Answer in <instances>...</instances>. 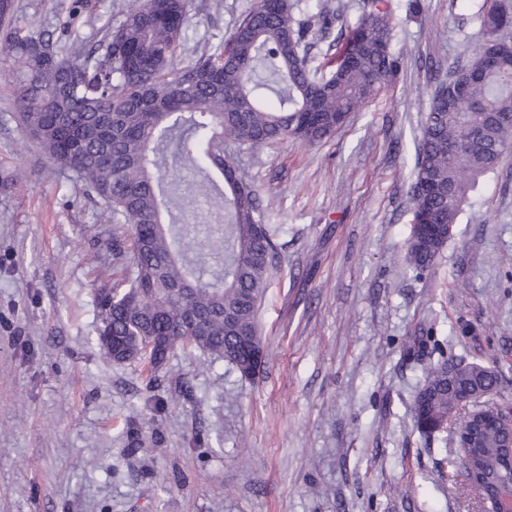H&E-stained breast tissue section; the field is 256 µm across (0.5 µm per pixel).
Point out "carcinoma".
<instances>
[{
    "label": "carcinoma",
    "mask_w": 512,
    "mask_h": 512,
    "mask_svg": "<svg viewBox=\"0 0 512 512\" xmlns=\"http://www.w3.org/2000/svg\"><path fill=\"white\" fill-rule=\"evenodd\" d=\"M208 0H132L116 26L82 43L22 24L16 0H0V52L12 74L22 132L55 170L70 173L103 208L105 222L127 230L112 238V262L122 277L97 305V344L117 364L148 360L150 374L165 368L174 350L192 347L203 361L223 360L251 381L264 363L257 314L270 287L277 255L251 177L233 165L224 147L251 150L288 138L317 143L336 131L344 113L359 110L399 71L392 51V13L384 0L348 30L341 15L317 0L321 36L337 30L336 59L327 74L310 67L316 46L309 22L294 17L291 0L258 2L226 37L214 35L186 63L193 10ZM486 36L448 82L461 84L455 100L445 82L431 92L412 171L411 229L405 253L420 275L447 246L444 234L419 224L458 223L483 176L512 152V59L477 74L485 56L512 30V0H482ZM485 112L497 120L485 141L465 143L468 124ZM460 145L448 157V144ZM172 154L179 166H211L224 178V226L188 237L185 224L165 220L161 173ZM194 252L188 258V251ZM437 360L425 372L412 403L414 425L431 438L446 430L448 414L475 390L499 393L495 369H461ZM483 447L471 449L466 477L492 484L505 472L507 433L492 416L478 427Z\"/></svg>",
    "instance_id": "cac0c4a2"
}]
</instances>
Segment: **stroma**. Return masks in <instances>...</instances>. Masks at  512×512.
Masks as SVG:
<instances>
[{"label":"stroma","instance_id":"stroma-1","mask_svg":"<svg viewBox=\"0 0 512 512\" xmlns=\"http://www.w3.org/2000/svg\"><path fill=\"white\" fill-rule=\"evenodd\" d=\"M255 0L191 14L190 61ZM385 0L396 78L321 143L288 139L234 159L278 255L258 312L255 381L172 354L156 380L97 345L112 284L104 223L81 184L22 140L0 68V512H474L451 432L423 438L418 381L438 356L503 372L512 403V156L480 183L423 274L404 255L410 173L434 73L483 41L473 0ZM20 18L81 36L129 0H18ZM196 236L215 227L200 175L178 170ZM431 348L406 357L405 345Z\"/></svg>","mask_w":512,"mask_h":512}]
</instances>
